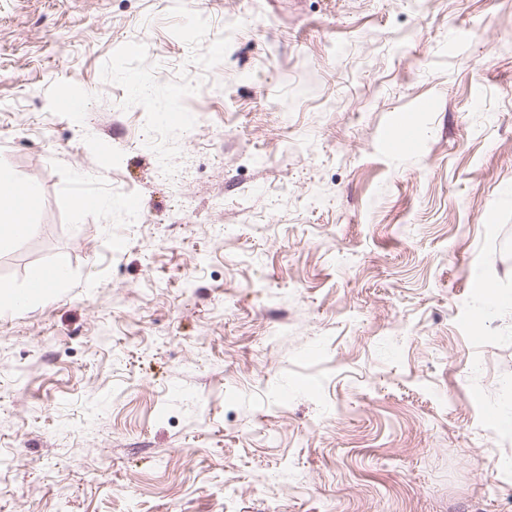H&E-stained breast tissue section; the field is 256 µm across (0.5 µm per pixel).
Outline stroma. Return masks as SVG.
I'll list each match as a JSON object with an SVG mask.
<instances>
[{
	"mask_svg": "<svg viewBox=\"0 0 512 512\" xmlns=\"http://www.w3.org/2000/svg\"><path fill=\"white\" fill-rule=\"evenodd\" d=\"M0 164V512H512V0H0ZM17 186L25 188V196L16 195ZM35 205V196L30 189L15 178L13 173L0 165V244L1 246L15 237V222L20 215Z\"/></svg>",
	"mask_w": 512,
	"mask_h": 512,
	"instance_id": "1",
	"label": "stroma"
}]
</instances>
